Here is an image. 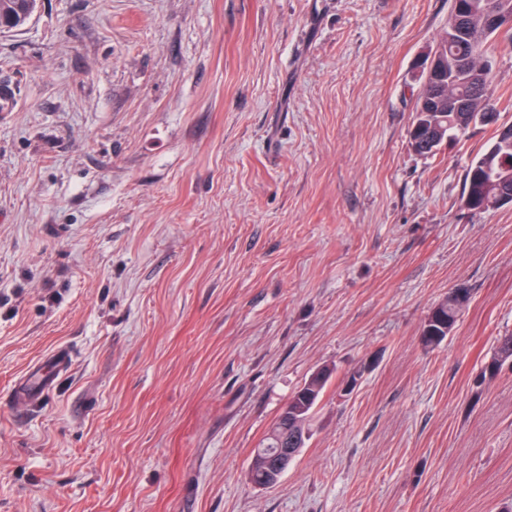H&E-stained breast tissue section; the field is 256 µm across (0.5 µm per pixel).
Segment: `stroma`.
I'll use <instances>...</instances> for the list:
<instances>
[{
    "mask_svg": "<svg viewBox=\"0 0 512 512\" xmlns=\"http://www.w3.org/2000/svg\"><path fill=\"white\" fill-rule=\"evenodd\" d=\"M451 0H37L0 33V512H504L512 208L409 142ZM471 300L440 344L430 310ZM364 369L357 388L345 376ZM330 373L273 487L289 398ZM72 363V353L66 347H58L43 362L33 366L12 388L13 404L23 399L30 402L43 398L55 390L60 377L65 375ZM327 382V381H326ZM326 382L324 381L321 386L316 389L312 385H304L298 389L288 400V403L282 410V415H288L283 418L281 413L276 418L270 430L262 440V447L257 448L251 459V467L253 470L260 469L273 473V476L268 474L267 478L272 481L273 485L277 483L275 475L282 474L288 471L293 461L298 456L300 448H304L306 441L309 439V425L313 409L322 398L323 390ZM301 418V419H300ZM301 421L300 426L296 424ZM299 430V442L301 443L298 448H288L290 446V439L294 437V429ZM305 432L307 433V437ZM288 434V443L285 444L284 439L278 441V445L282 448L276 447L277 437ZM274 448V449H268Z\"/></svg>",
    "mask_w": 512,
    "mask_h": 512,
    "instance_id": "1",
    "label": "stroma"
}]
</instances>
